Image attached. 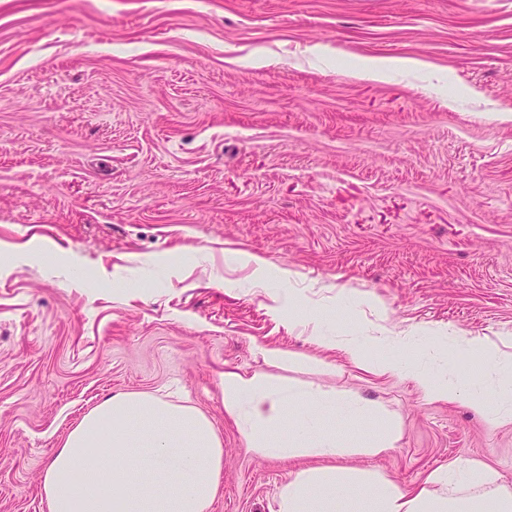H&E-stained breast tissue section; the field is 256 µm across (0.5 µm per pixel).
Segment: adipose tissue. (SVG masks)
Returning <instances> with one entry per match:
<instances>
[{
    "label": "adipose tissue",
    "mask_w": 512,
    "mask_h": 512,
    "mask_svg": "<svg viewBox=\"0 0 512 512\" xmlns=\"http://www.w3.org/2000/svg\"><path fill=\"white\" fill-rule=\"evenodd\" d=\"M460 354L479 357L485 380H449L408 365L388 346L376 359L365 344L332 335L313 337L320 350L386 379L410 380L430 403H464L489 426H512V354L478 337L432 334ZM224 415L248 451L277 459L315 458L290 472L271 512H512V486L488 465L460 457L403 486L380 473L339 469L347 455L320 421L340 405L333 392L274 384L260 375L224 374ZM224 476V448L211 419L189 405L151 393H121L85 414L50 455L41 476L47 512H211Z\"/></svg>",
    "instance_id": "1"
}]
</instances>
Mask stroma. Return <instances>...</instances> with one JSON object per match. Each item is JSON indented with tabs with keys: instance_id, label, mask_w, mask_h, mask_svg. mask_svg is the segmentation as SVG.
Returning a JSON list of instances; mask_svg holds the SVG:
<instances>
[{
	"instance_id": "35a3bbf8",
	"label": "stroma",
	"mask_w": 512,
	"mask_h": 512,
	"mask_svg": "<svg viewBox=\"0 0 512 512\" xmlns=\"http://www.w3.org/2000/svg\"><path fill=\"white\" fill-rule=\"evenodd\" d=\"M385 58L422 66L348 74ZM509 109L512 0H0V512H46L51 452L118 392L209 416L213 512H271L308 462L244 447L228 369L398 418L393 451L337 466L411 484L468 457L512 484L511 429L308 341L512 342ZM313 284L319 325L289 322L280 293Z\"/></svg>"
}]
</instances>
